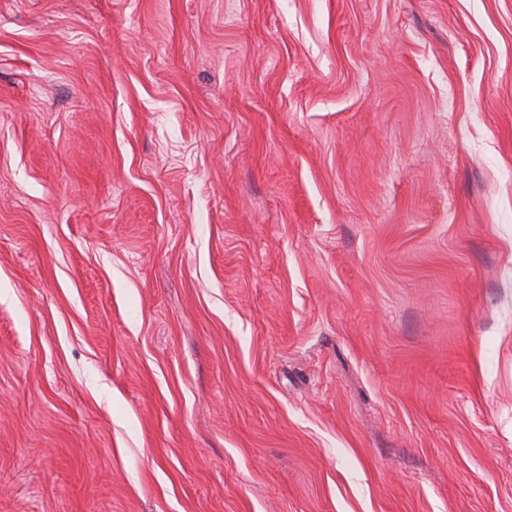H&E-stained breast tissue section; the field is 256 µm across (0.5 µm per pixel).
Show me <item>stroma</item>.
I'll use <instances>...</instances> for the list:
<instances>
[{"label":"stroma","instance_id":"obj_1","mask_svg":"<svg viewBox=\"0 0 512 512\" xmlns=\"http://www.w3.org/2000/svg\"><path fill=\"white\" fill-rule=\"evenodd\" d=\"M0 512H512V0H0Z\"/></svg>","mask_w":512,"mask_h":512}]
</instances>
